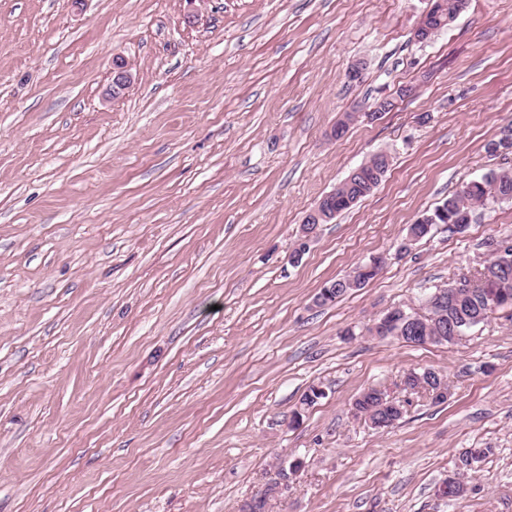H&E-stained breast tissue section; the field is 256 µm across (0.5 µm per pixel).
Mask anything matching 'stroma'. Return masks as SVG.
<instances>
[{
    "mask_svg": "<svg viewBox=\"0 0 512 512\" xmlns=\"http://www.w3.org/2000/svg\"><path fill=\"white\" fill-rule=\"evenodd\" d=\"M427 6L0 0V512H239L262 491L269 512H512V308L451 344L369 332L512 234V202L491 203L397 251L512 167L492 149L512 138V0H469L418 43ZM117 56L132 80L112 100ZM380 151V185L291 264L315 202ZM427 366L445 402L405 391ZM370 387L404 406L394 426L353 415ZM470 448L490 454L442 500ZM377 266L373 265L371 262L368 264H363L359 267H357L352 275H349L345 278H339L334 281H330L326 283L321 290L316 295V298H318L321 293L328 288H333L336 285V292H334L331 296V299L329 302H324L322 306L327 304L335 303L339 298H341L343 295H345L347 292L353 290L354 288H362L367 282L372 280L378 273ZM353 280L354 286L347 285L345 286L342 281H348Z\"/></svg>",
    "mask_w": 512,
    "mask_h": 512,
    "instance_id": "1",
    "label": "stroma"
}]
</instances>
